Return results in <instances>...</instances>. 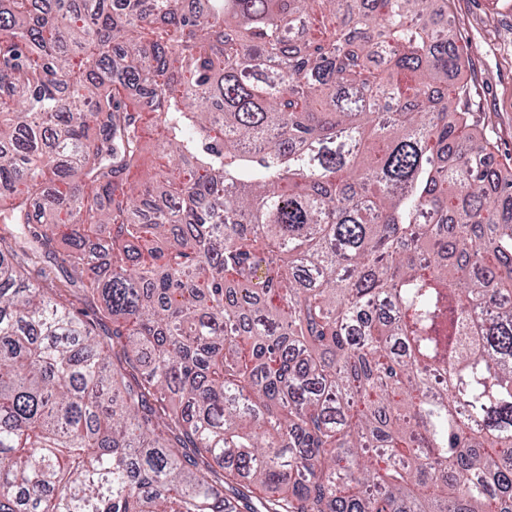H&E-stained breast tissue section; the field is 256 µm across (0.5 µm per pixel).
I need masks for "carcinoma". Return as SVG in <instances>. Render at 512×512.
I'll use <instances>...</instances> for the list:
<instances>
[{
  "label": "carcinoma",
  "instance_id": "carcinoma-1",
  "mask_svg": "<svg viewBox=\"0 0 512 512\" xmlns=\"http://www.w3.org/2000/svg\"><path fill=\"white\" fill-rule=\"evenodd\" d=\"M448 3L0 0V512H512V168ZM145 161L146 166L151 169L165 165L167 159L162 156L158 151V145L161 143L159 135L150 125L149 114H145ZM27 273L30 280L41 288H45L50 293H58V289L66 290L61 293L74 309H85V303L82 293L77 289L67 285L65 274L60 264L53 265L38 259L29 262Z\"/></svg>",
  "mask_w": 512,
  "mask_h": 512
}]
</instances>
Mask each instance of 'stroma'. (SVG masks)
<instances>
[{"mask_svg": "<svg viewBox=\"0 0 512 512\" xmlns=\"http://www.w3.org/2000/svg\"><path fill=\"white\" fill-rule=\"evenodd\" d=\"M450 6L458 36L472 47L461 73L472 89L470 108L495 146L489 162L499 167L512 161V0H450ZM27 273L48 292H63L74 309H84L60 265L36 259Z\"/></svg>", "mask_w": 512, "mask_h": 512, "instance_id": "obj_1", "label": "stroma"}]
</instances>
